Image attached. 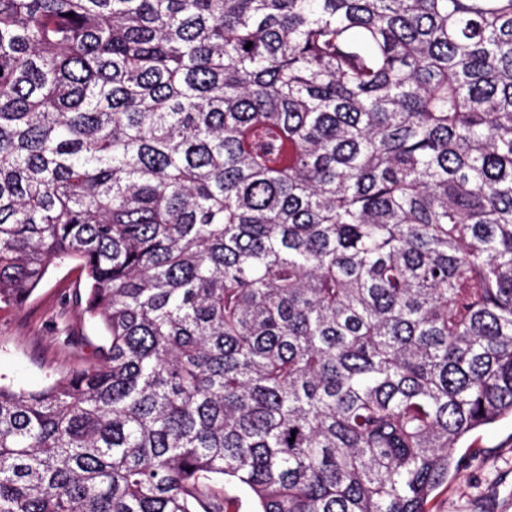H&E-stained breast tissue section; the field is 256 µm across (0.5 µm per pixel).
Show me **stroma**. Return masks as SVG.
Returning <instances> with one entry per match:
<instances>
[{"label": "stroma", "mask_w": 512, "mask_h": 512, "mask_svg": "<svg viewBox=\"0 0 512 512\" xmlns=\"http://www.w3.org/2000/svg\"><path fill=\"white\" fill-rule=\"evenodd\" d=\"M76 262H54L44 282L19 305L0 308V383L43 386L95 361L104 340L76 304ZM479 458L448 478L440 512H512V420L469 435L456 456Z\"/></svg>", "instance_id": "obj_1"}]
</instances>
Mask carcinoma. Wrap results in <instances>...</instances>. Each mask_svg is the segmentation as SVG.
Here are the masks:
<instances>
[{"label": "carcinoma", "instance_id": "1", "mask_svg": "<svg viewBox=\"0 0 512 512\" xmlns=\"http://www.w3.org/2000/svg\"><path fill=\"white\" fill-rule=\"evenodd\" d=\"M65 259L0 512H436L512 418V0H0V304ZM81 275L75 261H55L21 305L0 308V383L36 389L93 363L104 344L76 304Z\"/></svg>", "mask_w": 512, "mask_h": 512}]
</instances>
